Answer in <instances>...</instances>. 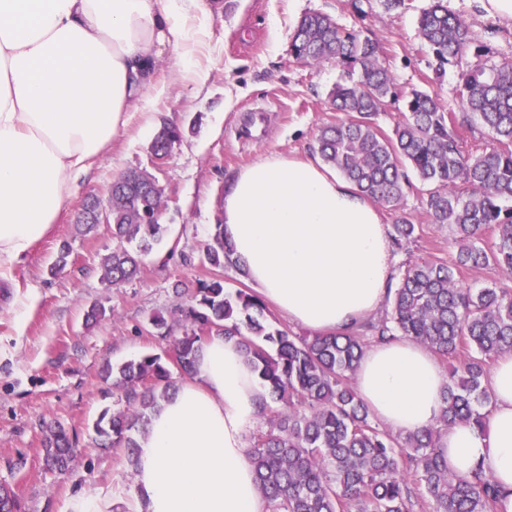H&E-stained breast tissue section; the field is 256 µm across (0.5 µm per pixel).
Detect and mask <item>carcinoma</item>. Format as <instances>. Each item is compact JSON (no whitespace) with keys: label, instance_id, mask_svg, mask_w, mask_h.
Segmentation results:
<instances>
[{"label":"carcinoma","instance_id":"cac0c4a2","mask_svg":"<svg viewBox=\"0 0 512 512\" xmlns=\"http://www.w3.org/2000/svg\"><path fill=\"white\" fill-rule=\"evenodd\" d=\"M419 34L432 55L434 80L469 52L484 45L462 16L444 0L419 17ZM291 55L316 66L334 61L340 81L330 93L333 105L351 118L321 130V160L376 203L402 208L406 190L424 194L431 223L450 227L452 261L421 259L408 263L397 288L389 292L380 316L331 335L296 336L273 327L255 296L224 287L215 273L206 280L178 282L182 334L161 312L148 322L169 354L146 353L120 365L105 363L101 379L112 386L120 408L104 410L95 425L97 444L123 448L135 459L137 436L145 433L153 409L193 373L206 336L223 332L239 344L266 390L261 416L268 429L246 449L259 492L270 512H411L422 492L432 512H497L502 491L477 468L460 477L448 470L440 452L442 432L451 426H484L492 394L487 368L512 354V58L458 74L461 112L444 108L436 95L413 90L393 134H383L375 116L399 98L390 70L380 60L379 42L346 29L328 14L309 13L295 27ZM480 119L492 140L481 151L467 148L464 131ZM182 140L179 128L163 124L152 155L170 152ZM416 182H411L409 176ZM163 189L143 170L112 182V236L116 244L101 258L102 281L115 288L141 272L139 254L159 240ZM493 237L484 239L486 232ZM416 225L400 214L391 242L404 249ZM137 243V251L128 248ZM203 258L215 270L235 268L245 275L218 224ZM495 265L505 282L464 287L457 270ZM397 336L411 338L453 361L436 423L420 432L393 434L374 424L359 399L354 376L365 350ZM43 462L65 474L77 452V435L59 421L42 424ZM0 512H23L13 489L0 483Z\"/></svg>","mask_w":512,"mask_h":512}]
</instances>
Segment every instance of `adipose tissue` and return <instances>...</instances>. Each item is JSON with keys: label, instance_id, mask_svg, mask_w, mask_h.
<instances>
[{"label": "adipose tissue", "instance_id": "adipose-tissue-1", "mask_svg": "<svg viewBox=\"0 0 512 512\" xmlns=\"http://www.w3.org/2000/svg\"><path fill=\"white\" fill-rule=\"evenodd\" d=\"M205 0H0V268L50 234L76 176L125 131L175 50L193 79ZM224 237L247 278L291 323L329 335L383 309L393 257L370 198L320 160L270 152L236 173L221 203ZM446 377L399 337L366 349L357 392L389 430L434 424ZM483 428H448L439 448L458 476L482 470L512 512V355L490 368ZM264 392L240 345L212 333L195 369L138 438L132 512H269L246 457Z\"/></svg>", "mask_w": 512, "mask_h": 512}]
</instances>
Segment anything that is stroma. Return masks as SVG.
<instances>
[{
  "label": "stroma",
  "mask_w": 512,
  "mask_h": 512,
  "mask_svg": "<svg viewBox=\"0 0 512 512\" xmlns=\"http://www.w3.org/2000/svg\"><path fill=\"white\" fill-rule=\"evenodd\" d=\"M203 37L195 67L204 85H169L173 52L155 73V87L135 108L128 128L113 142L67 200L56 224L25 261L0 277V483L9 484L27 512H74L81 500L103 512H126L135 498V474L120 450L93 442V425L112 406L99 377L104 363L120 364L146 351L169 350L148 324L155 311L178 305L173 286L209 278L203 247L220 223L226 182L268 152L315 156L322 127L345 120L330 92L340 77L335 62L310 68L289 49L304 14L333 16L343 27L379 40L382 58L400 93L433 88L444 105L456 107L459 71L512 56V27L499 26L484 57L469 54L432 83L433 58L423 46L418 18L430 0H219ZM178 126L183 139L157 178L164 190L165 231L144 255L138 279L119 288L101 281L100 260L112 250V233L99 225L80 236L75 220L83 201L105 195L112 181L131 169H152L150 147L161 122ZM417 230L396 265L417 258L452 259L457 251L448 227L430 223L421 195L408 191L404 210ZM73 247L63 272L48 271L62 240ZM105 319L84 325L90 305ZM57 419L77 432L78 457L64 476L45 470L42 421Z\"/></svg>",
  "instance_id": "1"
}]
</instances>
